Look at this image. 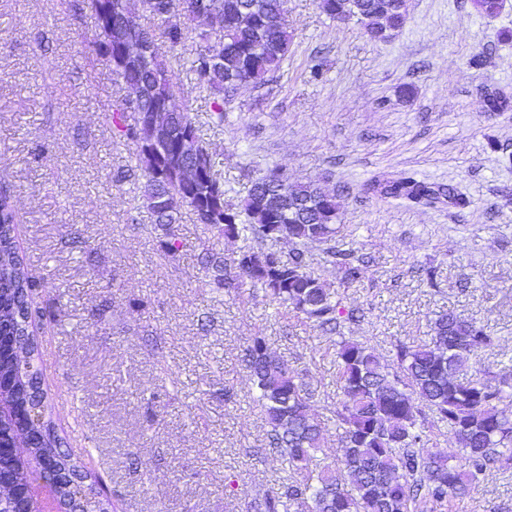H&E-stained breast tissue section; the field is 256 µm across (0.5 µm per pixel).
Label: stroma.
Here are the masks:
<instances>
[{
    "mask_svg": "<svg viewBox=\"0 0 512 512\" xmlns=\"http://www.w3.org/2000/svg\"><path fill=\"white\" fill-rule=\"evenodd\" d=\"M292 31L283 70L224 102L203 136L227 197L279 166L334 192L339 236L365 262L361 282L315 266L357 312L344 337L390 357L427 340L451 311L487 325L496 344L477 364L512 369V0L495 17L469 0H405V21L371 39L316 0H283ZM87 0H0V188L16 210V244L38 288L30 329L39 386L62 450L109 512H252L289 476L242 359L253 336L318 395L324 435L305 466L341 458L336 436L340 337L244 284L210 285L203 241L232 255L244 238L209 239L190 212L165 258L134 181L133 147L112 136L123 89L93 54ZM160 53L176 97L206 121L211 95L187 79L179 52ZM45 148L40 163L29 153ZM440 190L407 201L374 191L383 177ZM454 189L455 199L445 196ZM451 512H512V469L491 470Z\"/></svg>",
    "mask_w": 512,
    "mask_h": 512,
    "instance_id": "35a3bbf8",
    "label": "stroma"
}]
</instances>
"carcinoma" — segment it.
<instances>
[{"instance_id":"1","label":"carcinoma","mask_w":512,"mask_h":512,"mask_svg":"<svg viewBox=\"0 0 512 512\" xmlns=\"http://www.w3.org/2000/svg\"><path fill=\"white\" fill-rule=\"evenodd\" d=\"M173 2L88 0L97 30L94 49L127 90L113 106L112 135L134 146L133 178L141 182V199L161 232L163 248L172 257L180 251L175 224L184 209L214 236L272 244L286 239L294 245L286 256L272 246L230 258L206 248L202 268L215 288L238 289L248 281L271 300L341 336L336 431L344 458L305 481L281 484L253 503L254 512H279L284 504H306L308 512H437L491 469L512 466V416L499 408L512 398L508 378L494 383L488 371L471 365L494 344L485 326L450 312L430 326L429 341L400 343L395 357L384 359L364 343L342 337L355 314L341 306L302 249L308 242L322 245L324 263L338 270L341 285L362 280L364 261L342 247L336 224L322 216L338 214L335 194L290 182L274 168L252 182L237 206L225 201L224 178L196 122L176 100L177 76L161 58L158 42L173 51L192 43L186 74L213 95L211 119L221 127L224 99L243 84L267 82L288 59L292 37L282 0H189L179 13ZM318 8L332 19L362 23L374 40L386 38V31L405 19L404 0H319ZM142 13L156 19L157 28L144 27ZM198 19L209 21L210 30L194 38L191 22ZM136 43L150 51L135 63H118L121 51ZM377 188L412 199L429 192L425 184L405 179L386 180ZM16 224L10 197L0 192V370L5 373L15 370L14 345L35 352L30 298L38 284L17 251ZM245 363L268 425L269 448L291 469L302 468L323 437L321 423L311 414L315 390L269 350L262 336L252 338ZM13 396L21 405L44 403L37 373L17 377ZM426 409L448 428L460 449L458 459L424 451ZM33 453L54 462L63 495L81 502L68 480L78 475L77 466L60 450L51 420H45Z\"/></svg>"}]
</instances>
